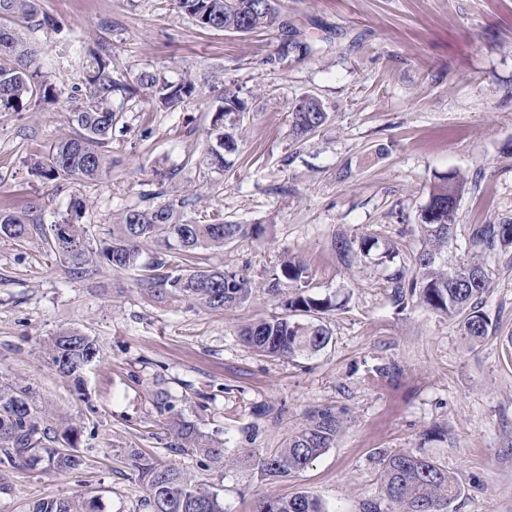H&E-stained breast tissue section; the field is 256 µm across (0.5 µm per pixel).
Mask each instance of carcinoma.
Returning <instances> with one entry per match:
<instances>
[{
  "mask_svg": "<svg viewBox=\"0 0 512 512\" xmlns=\"http://www.w3.org/2000/svg\"><path fill=\"white\" fill-rule=\"evenodd\" d=\"M177 8L205 30H221L239 35L278 28L282 25L276 0H174ZM34 0H0V112H21L38 106L41 101L58 97L48 73L34 65V51L5 21L16 16H30ZM82 97H68L79 132L63 139L30 159L32 170L51 181L71 179L95 180L107 174L112 158L107 147L121 115L113 107L117 94L134 96L142 93L159 107L170 109L192 100L195 85L189 80L173 82L159 71H141L130 81L114 73L110 62L101 56L86 68L82 76ZM247 105L230 89L218 97L203 146L202 161L213 173L229 167V156L236 153L241 140ZM291 135L300 141L320 130L329 121V112L320 101L301 96L292 107ZM465 178L454 173L431 182L428 201L421 208L416 225L421 247L412 269L396 267L388 276L390 301L404 309L416 296L428 310L457 321L460 331L471 342L488 335L489 320L481 309L487 290V269L479 262L450 266L444 254L455 236L457 209L451 207L465 189ZM186 199L159 202L142 207L127 206L121 222L112 228V238L102 250L87 241L80 203L73 205L51 225L50 247L65 267L69 277L80 279L96 270L104 260L115 270L142 271L148 274L138 281L140 289L161 301L199 303L214 310H224L243 303L251 289L248 279L236 272L174 266L164 253L147 255L152 245H164L189 260L203 246L222 247L225 243L264 233L261 224H239L215 214L198 223L184 219ZM26 232L25 218L0 212V236L19 239ZM472 245L484 251L512 246V224H478L473 228ZM336 253L343 259L355 255L376 254L381 264H393L398 249L380 243L371 235L335 239ZM288 284L292 292L285 301L286 314L263 319L242 328L244 343L269 357L293 358L315 354L331 340L323 316L337 309L330 297L319 298L309 292L306 266L293 257H285L273 268L269 288L273 292ZM96 341L76 329L56 333L50 344V358L56 372L79 385L89 365L99 359ZM45 412L36 403L32 388L14 385L0 388V463L13 466H36L55 472H71L82 465L80 456L71 452L79 430L59 423L60 436L68 447L47 444ZM342 424L341 413L331 407L316 410L308 423L288 437L281 448L271 451L252 449L243 458L232 457L221 443L210 441L191 423L177 417L170 419L172 447L192 448L229 468L246 464L268 478L285 477L306 469L312 461L332 447ZM130 459L148 487L145 506L150 512H226L219 495L205 488L186 473L162 466L151 457L132 451ZM378 498L367 504L366 512H457L463 488L456 475L434 458L421 451H382L378 453ZM29 512H102L95 497L74 495L69 498L39 499L29 504ZM253 512H328L322 501L305 491L286 497L260 496Z\"/></svg>",
  "mask_w": 512,
  "mask_h": 512,
  "instance_id": "1",
  "label": "carcinoma"
}]
</instances>
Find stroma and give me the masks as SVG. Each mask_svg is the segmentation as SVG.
<instances>
[{
  "mask_svg": "<svg viewBox=\"0 0 512 512\" xmlns=\"http://www.w3.org/2000/svg\"><path fill=\"white\" fill-rule=\"evenodd\" d=\"M287 30L249 35L198 28L173 0H35L11 25L37 51L57 100L29 112H0V210L28 215L22 240L0 238V386L30 385L49 424L81 429L79 470L0 464V512L81 492L103 512H147L131 449L185 470L216 491L229 512H252L258 496L306 491L328 512H364L377 490V452L418 450L465 488L457 512H512V247L470 244L477 224L512 221V0H278ZM294 42L279 61L282 40ZM127 75L162 70L191 80L193 100L174 110L146 96L127 102L124 133L110 146L112 169L93 181L32 175L31 154L71 136L66 97L92 54ZM245 99L243 140L223 174L200 168L202 141L222 88ZM317 96L329 122L302 142L291 136L293 104ZM351 167L349 180L338 179ZM467 185L449 259L485 264L482 308L488 336L472 343L455 321L409 304L396 311L384 267L342 262L338 234H370L397 245L409 265L415 226L436 176ZM188 199L189 218L218 212L261 224L260 239L202 247L199 266L244 271L251 294L216 311L159 304L136 273L101 265L70 278L50 248L49 228L72 198L83 199L87 238L101 248L125 205ZM306 265L310 290L348 295L327 315L329 345L313 356L271 358L247 347L246 324L284 314L269 292L282 256ZM75 328L100 358L82 390L50 365L47 345ZM173 414L228 453L275 449L315 410L332 407L344 426L295 477L266 480L171 446L156 408Z\"/></svg>",
  "mask_w": 512,
  "mask_h": 512,
  "instance_id": "stroma-1",
  "label": "stroma"
}]
</instances>
